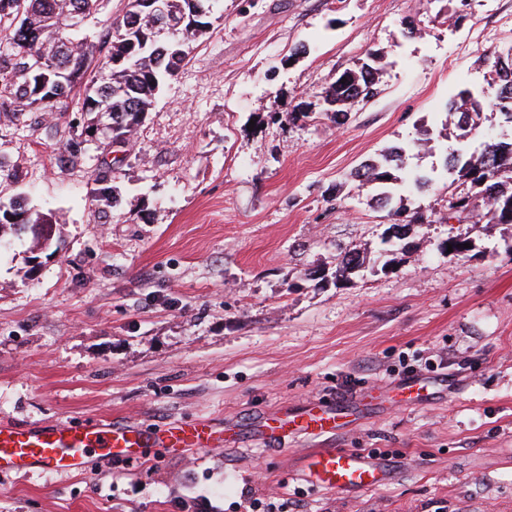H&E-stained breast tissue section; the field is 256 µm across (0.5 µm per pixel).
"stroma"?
<instances>
[{"label":"stroma","mask_w":512,"mask_h":512,"mask_svg":"<svg viewBox=\"0 0 512 512\" xmlns=\"http://www.w3.org/2000/svg\"><path fill=\"white\" fill-rule=\"evenodd\" d=\"M214 14L129 146L92 141L68 164L79 113L0 117V201L53 212L60 237L0 250V422L210 421L244 442L0 474V512H512V224L447 221L463 184L441 168L443 150L477 148L446 106L493 96L512 0H219ZM370 50L378 95L344 123L322 117ZM307 104L313 119L289 122ZM425 136L401 175L430 174L427 190L372 205L356 169ZM107 164L112 208L90 197ZM394 224L405 249L382 242ZM452 237L470 250L448 252ZM348 250L364 263L339 282ZM412 378L428 397L394 403ZM315 398L343 403L336 435L251 441ZM314 448L370 456L386 479L312 489L292 468Z\"/></svg>","instance_id":"1"}]
</instances>
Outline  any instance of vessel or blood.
Listing matches in <instances>:
<instances>
[{
    "mask_svg": "<svg viewBox=\"0 0 512 512\" xmlns=\"http://www.w3.org/2000/svg\"><path fill=\"white\" fill-rule=\"evenodd\" d=\"M339 417L316 405L299 419L276 418L277 427H295L318 433H332ZM224 441L222 431L209 423H171L150 432L127 423L74 426L57 422L39 425L0 423V473L23 474L35 468L58 473L84 470L90 457L102 460L133 459L145 448H211ZM302 481L315 489L345 492L372 488L385 476L373 459L344 448H316L303 457L299 470Z\"/></svg>",
    "mask_w": 512,
    "mask_h": 512,
    "instance_id": "vessel-or-blood-1",
    "label": "vessel or blood"
}]
</instances>
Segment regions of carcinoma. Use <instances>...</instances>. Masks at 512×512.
<instances>
[{
    "mask_svg": "<svg viewBox=\"0 0 512 512\" xmlns=\"http://www.w3.org/2000/svg\"><path fill=\"white\" fill-rule=\"evenodd\" d=\"M102 0H0V116L19 121L31 113L53 122L67 110L79 112L86 120L103 115L110 121L112 137L131 140L137 133L153 99L165 82L186 61L190 46L210 26L214 0H173L165 16L150 15L143 0H127L122 15L103 21L95 41L79 37L66 28L74 12L88 16L99 10ZM43 57V69L29 72L27 61ZM381 53L366 52V59L354 69L336 76L323 97V115L336 123L347 119L352 107L378 93ZM491 67L499 75L493 98L482 101L462 90L447 111L459 112L461 137L476 131L467 120L488 108L512 122V53L496 55ZM84 130L73 127L62 144L64 158L76 163L84 157ZM446 170L470 184V191L457 196L450 208L458 213L480 209L490 224H512V141H489L481 150L464 156L443 150ZM408 149L393 146L383 161H370L355 172L359 186L395 184L396 171L403 169ZM92 201L113 208L112 169L98 170L90 191ZM15 215L16 221L8 220ZM52 224L45 215L26 208L16 199L0 205V239L6 233L19 236L29 231L35 245L51 239L39 225ZM359 252L348 250L336 264V279L362 266Z\"/></svg>",
    "mask_w": 512,
    "mask_h": 512,
    "instance_id": "carcinoma-1",
    "label": "carcinoma"
}]
</instances>
